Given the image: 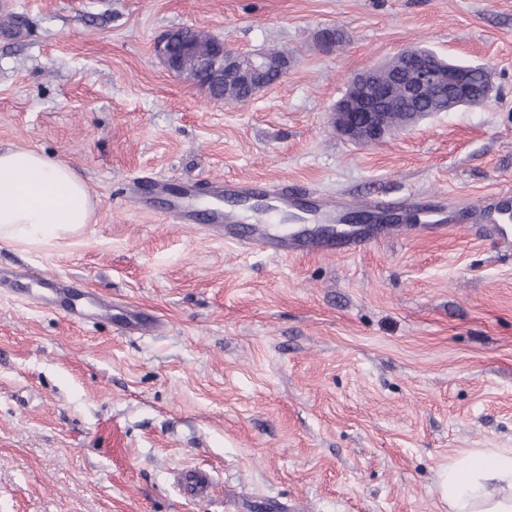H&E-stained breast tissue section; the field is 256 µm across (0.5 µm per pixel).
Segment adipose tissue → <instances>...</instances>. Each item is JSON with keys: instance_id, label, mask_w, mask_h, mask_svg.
Returning <instances> with one entry per match:
<instances>
[{"instance_id": "obj_1", "label": "adipose tissue", "mask_w": 512, "mask_h": 512, "mask_svg": "<svg viewBox=\"0 0 512 512\" xmlns=\"http://www.w3.org/2000/svg\"><path fill=\"white\" fill-rule=\"evenodd\" d=\"M93 213L86 184L68 165L27 148L0 151V241L58 239L83 229ZM488 477L512 484V448L450 458L442 478L448 512H512V495L488 493Z\"/></svg>"}]
</instances>
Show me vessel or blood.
<instances>
[{
    "instance_id": "vessel-or-blood-1",
    "label": "vessel or blood",
    "mask_w": 512,
    "mask_h": 512,
    "mask_svg": "<svg viewBox=\"0 0 512 512\" xmlns=\"http://www.w3.org/2000/svg\"><path fill=\"white\" fill-rule=\"evenodd\" d=\"M211 194L216 206L198 210L192 187L180 189L163 180H154L146 186L131 184L129 199L139 208H152L156 199H163V210L167 218L177 224L205 223L221 233L226 244L245 251L261 252L275 257H293L304 254L338 252L342 255L357 253L375 238L376 228H385L403 217L405 207L392 200L377 198L365 201L366 211L376 220L375 227H356L335 236H323L315 230L304 229L288 236L268 232L262 217L249 213L250 202L271 201L272 214L290 211L297 207L300 199L288 185H262L255 181L220 179L211 184ZM308 212L313 219L324 224L342 223L348 213L347 202L333 196L314 194L309 198ZM423 226L437 231H454L460 217L473 223L485 225L489 232L501 240L512 238V191H500L495 198L477 199L465 203L463 211L443 212L435 208L423 209ZM250 224L249 233H242L241 224ZM42 290L33 300L47 305H61L74 322L92 323L99 318H115L121 332L126 335H143L156 332L160 322L153 316L129 309L113 314L111 302L96 293H76L59 282L53 275L44 274L38 279ZM180 492L194 499H204L210 494L212 477L199 468H186L174 475Z\"/></svg>"
}]
</instances>
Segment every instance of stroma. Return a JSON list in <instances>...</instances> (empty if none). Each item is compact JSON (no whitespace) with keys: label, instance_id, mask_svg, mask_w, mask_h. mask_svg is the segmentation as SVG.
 Listing matches in <instances>:
<instances>
[{"label":"stroma","instance_id":"1","mask_svg":"<svg viewBox=\"0 0 512 512\" xmlns=\"http://www.w3.org/2000/svg\"><path fill=\"white\" fill-rule=\"evenodd\" d=\"M0 150L68 164L95 200L63 241H0V271L54 273L163 330L69 321L0 288V512H448L463 449L512 448V249L481 225L418 228L352 255L245 252L161 208L135 178L263 179L352 202L458 209L512 188V0H10ZM342 45L322 53L316 32ZM190 26L291 67L244 104L168 72ZM421 46L488 67L482 106L353 142L350 76ZM202 468L211 496L173 483ZM169 33L162 36L156 42V45H155L156 55L169 72L176 74L178 76H181V77L193 82L194 78L191 75L184 72L183 70H181L178 66V60L174 56V50H173L174 40H171V36L168 35Z\"/></svg>","mask_w":512,"mask_h":512}]
</instances>
